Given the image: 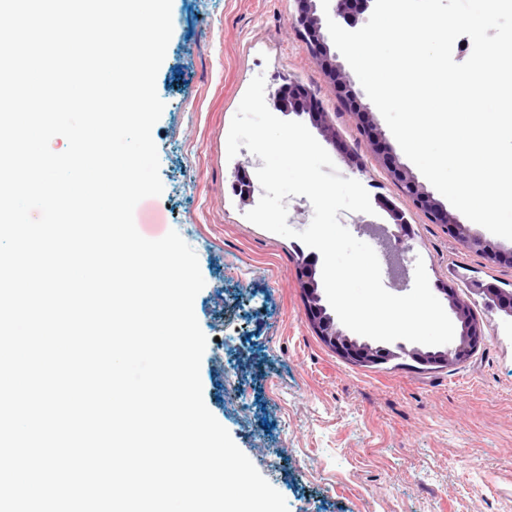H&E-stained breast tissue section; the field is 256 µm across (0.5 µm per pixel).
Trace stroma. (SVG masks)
<instances>
[{
  "mask_svg": "<svg viewBox=\"0 0 512 512\" xmlns=\"http://www.w3.org/2000/svg\"><path fill=\"white\" fill-rule=\"evenodd\" d=\"M291 11L290 0H172L152 131L163 192L137 204L134 222L148 239L177 232L198 257L205 404L288 512H512V318L483 292L491 283L512 292V267L464 248L400 192ZM259 74L269 95L288 80L310 89L357 148L362 168L334 163L363 184L373 211L339 218L364 242L367 224L394 233L405 275L383 276L390 293L412 289L420 261L435 296L456 288L486 333L468 361L426 370L403 351L365 367L316 335L301 272L322 257L246 219L254 203L240 199L234 171L251 175L263 162L244 147L227 155L231 121Z\"/></svg>",
  "mask_w": 512,
  "mask_h": 512,
  "instance_id": "35a3bbf8",
  "label": "stroma"
}]
</instances>
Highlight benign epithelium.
<instances>
[{
    "instance_id": "obj_1",
    "label": "benign epithelium",
    "mask_w": 512,
    "mask_h": 512,
    "mask_svg": "<svg viewBox=\"0 0 512 512\" xmlns=\"http://www.w3.org/2000/svg\"><path fill=\"white\" fill-rule=\"evenodd\" d=\"M295 13L291 24L298 30L307 49L317 59L319 66L327 78L334 85L338 98L345 104L355 103L353 111L361 114L369 112V107L358 103V92L354 89V81L339 61L338 55L330 52L327 45L326 19L321 0H294ZM334 17L353 28L359 22V17L366 12L374 0H334ZM273 107L284 114L295 113L309 116L311 124L317 129L323 140L337 148L344 161L355 168L363 167V160L359 154L342 145L335 125L329 120L328 114L323 111L314 94L302 85H288L280 87L272 95ZM388 172L401 192L412 202L429 213L438 224L445 225L454 238L465 248L484 255L494 263H508L512 265V251L504 250L471 229L459 223L456 218L437 203L426 187L420 183L411 171L403 166L394 164L390 158L386 159ZM308 278L309 300L307 314L317 335L324 338L327 345L337 354L353 359L367 366L383 363L395 352L390 348L368 342L352 339L338 327L327 308L322 304L323 297L319 291V284L314 280L312 272L305 271ZM449 307L455 315L460 326L458 335L448 344L445 350L435 352H422L418 349L413 355L424 365L436 366L440 364H459L471 357L476 348L485 339V331L480 322L474 317L469 306L459 298L453 288L444 289Z\"/></svg>"
}]
</instances>
